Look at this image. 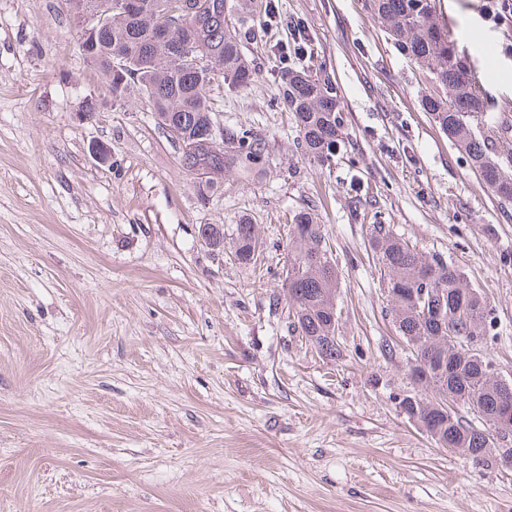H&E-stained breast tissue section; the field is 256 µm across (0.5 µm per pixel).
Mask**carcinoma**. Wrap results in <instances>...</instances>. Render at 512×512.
Listing matches in <instances>:
<instances>
[{"label": "carcinoma", "mask_w": 512, "mask_h": 512, "mask_svg": "<svg viewBox=\"0 0 512 512\" xmlns=\"http://www.w3.org/2000/svg\"><path fill=\"white\" fill-rule=\"evenodd\" d=\"M139 7L112 10L110 25L94 36L89 60L98 66L112 96L133 92L146 103L157 124L184 142L200 137L216 119L209 84L219 74L224 85L237 89L256 74L242 51V34L229 28L227 0H138ZM192 10L193 38L179 45L176 4ZM366 8L389 36L400 55L428 73L436 91L422 100L428 112L456 149L500 198L512 201V154L503 145L512 139V120L486 122L496 109L483 84L457 54L455 43L438 19L436 0H367ZM278 102L292 112L300 151L313 159L329 160L340 137L336 95L328 79L309 70L288 69ZM266 141L251 130L224 128V147L181 154L190 174L205 175L204 188H219L216 176L246 173L262 158ZM257 233L252 224H239L234 256L242 264L255 257ZM368 243L380 271L382 288L394 311L398 336L406 344L432 336L426 395L413 407L415 419L442 448H461L480 458L501 459L503 443L486 427L474 428L457 414L460 405L482 420L500 402L512 399L501 387L487 353L468 342L482 343L493 324L490 302L468 287L461 272L438 255H426L398 238L388 224L368 226ZM286 288L288 319L317 353L341 357L336 294L339 271L329 255L323 225L308 212L295 214L289 229ZM433 277L425 282L427 277ZM444 288L448 295L420 302L425 288Z\"/></svg>", "instance_id": "1"}]
</instances>
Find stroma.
Returning a JSON list of instances; mask_svg holds the SVG:
<instances>
[{"instance_id": "35a3bbf8", "label": "stroma", "mask_w": 512, "mask_h": 512, "mask_svg": "<svg viewBox=\"0 0 512 512\" xmlns=\"http://www.w3.org/2000/svg\"><path fill=\"white\" fill-rule=\"evenodd\" d=\"M439 14L512 109V0ZM230 19L257 73L210 96L268 149L203 196L149 107L113 100L65 0H0V512H512V468L403 414L422 389L367 241L387 224L457 267L492 306L485 350L512 381V204L423 110L428 82L364 0H251ZM286 65L335 88L331 161L296 147L275 102ZM301 211L341 275L333 361L282 301ZM245 220L261 242L248 265ZM257 233L254 224H238L236 228V235L233 241L234 256L237 261L242 264L250 263L256 253Z\"/></svg>"}]
</instances>
